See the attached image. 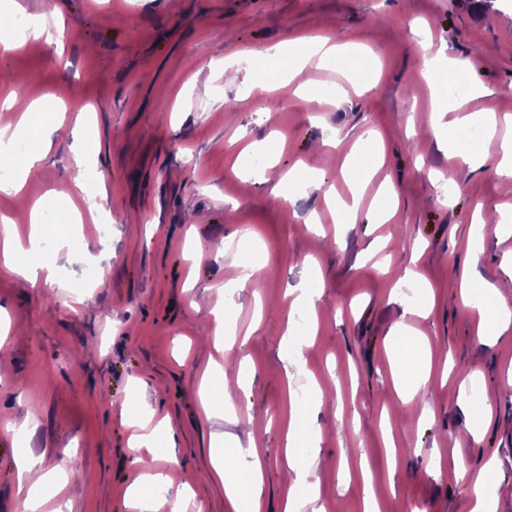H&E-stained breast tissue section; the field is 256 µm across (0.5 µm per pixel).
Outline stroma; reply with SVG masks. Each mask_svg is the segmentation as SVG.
<instances>
[{"instance_id":"1","label":"stroma","mask_w":512,"mask_h":512,"mask_svg":"<svg viewBox=\"0 0 512 512\" xmlns=\"http://www.w3.org/2000/svg\"><path fill=\"white\" fill-rule=\"evenodd\" d=\"M59 18L62 46L30 37L0 65V121L35 101L66 113L63 125L28 124L50 148L21 196L0 193V218L27 238L21 202L42 200L53 223L38 259L52 282L19 287L0 266V512L19 499L16 460L40 457L29 476L59 463L73 479L42 485L43 512H129L126 497L145 477L189 471V512H232L213 473L212 434L257 448L264 512H282L290 492L285 434L295 396L323 428L318 448L322 512H363L362 473L370 471L379 512H469L470 479L483 476L512 512V340L479 342L472 309L451 278L477 269L512 300V265L496 224L512 211V191L494 163L452 169L427 131L436 93L452 77L446 60L475 64L458 92L464 113L494 111L512 128V0H0V17ZM322 35L364 45L373 59L314 64L292 80L286 64L253 51ZM430 37L445 58L435 80L418 52ZM236 82H225L228 57ZM321 94L309 108L300 86ZM339 139L338 148L328 140ZM382 154L350 223H325L320 192L294 183L273 189L292 167L350 188L341 169L351 151ZM261 157L252 165L250 157ZM93 165L92 189L58 182ZM398 193L395 218L379 221L383 182ZM486 226L479 265L470 262L472 214ZM110 222L109 236L98 228ZM322 225L311 232L310 222ZM254 268L252 282L226 293L234 277L218 244ZM97 283L79 298L85 252ZM419 272L435 292L424 316H405L420 298L402 282ZM310 282L320 294L317 324L291 308L289 289ZM226 313L237 341L226 353L216 316ZM407 331L395 333L398 323ZM425 336L432 380L410 403L394 389L401 340ZM309 338L302 359L296 337ZM229 381L230 405L205 415L206 366ZM473 380L489 394L479 435L472 404L456 399ZM321 396H313V388ZM429 417H421L423 406ZM166 423L152 448L132 447L130 417ZM348 476L337 479V469Z\"/></svg>"}]
</instances>
